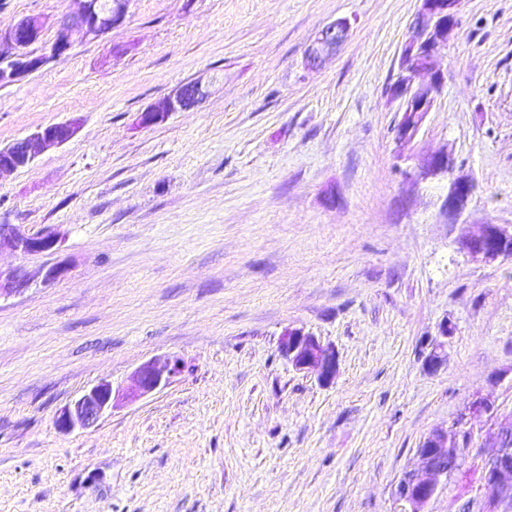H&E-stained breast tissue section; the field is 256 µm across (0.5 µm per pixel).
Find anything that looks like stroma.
<instances>
[{
    "label": "stroma",
    "mask_w": 512,
    "mask_h": 512,
    "mask_svg": "<svg viewBox=\"0 0 512 512\" xmlns=\"http://www.w3.org/2000/svg\"><path fill=\"white\" fill-rule=\"evenodd\" d=\"M419 0H131L111 37L0 86V147L79 119L0 175V222L61 236L0 252L28 285L0 299V512H393L417 449L479 395L464 466L427 512L482 496L512 421V259L461 240L512 225V0H461L436 59L445 84L413 143L389 96ZM70 0H0V29ZM350 31L309 68L315 35ZM125 45L116 55L113 45ZM200 79L198 106L139 112ZM449 173L420 170L437 155ZM477 189L449 217L453 178ZM63 265L51 280L49 268ZM447 325L448 362L420 353ZM336 347L334 384L295 370L283 332ZM185 369L70 434L61 408L155 357Z\"/></svg>",
    "instance_id": "1"
}]
</instances>
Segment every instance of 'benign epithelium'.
<instances>
[{"label":"benign epithelium","mask_w":512,"mask_h":512,"mask_svg":"<svg viewBox=\"0 0 512 512\" xmlns=\"http://www.w3.org/2000/svg\"><path fill=\"white\" fill-rule=\"evenodd\" d=\"M131 0H111L103 6L98 0H71L72 7L57 21V35L48 51L35 55L27 48L36 43L47 24L36 15L19 19L10 29L0 31V47L7 46L11 54L0 53V85L12 83L39 70L49 60L66 55L71 49L70 32L78 29L91 39L112 34L125 24ZM420 8L410 25L411 34L403 45L399 72L389 88L392 100L398 102L402 126L398 135L401 146L416 138L436 96L444 84L443 74L435 69V60L447 46L448 30L458 21L460 0H419ZM350 28L346 19L323 27L306 51L308 65L317 67L325 55L338 47ZM208 95V85L193 80L181 85L172 94L155 102L139 113L137 124L151 127L163 122L169 114L181 112L199 104ZM78 129L77 120L38 127L31 134L0 148V174L29 166L42 151L69 141ZM452 166L450 156L431 159L420 178L437 177ZM476 190L468 177L456 178L448 193V214L458 215ZM59 238L52 232L25 233L18 224H0V251L10 249L29 255L57 250ZM466 253L475 261H495L512 248V226L487 224L484 230L462 241ZM26 286V279L17 271L0 270V297L9 296ZM280 352L298 371H312L320 383H334L339 367L336 348L301 329H288L280 339ZM426 369L434 373L448 360V324L439 328L421 353ZM184 363L178 358H155L143 363L134 374V384L126 394L129 400L145 397L172 384L183 372ZM116 406L112 382L101 380L64 406L56 417L58 429L65 433L96 426ZM498 407L486 397L475 398L460 415L451 430H435L417 449L418 468L404 472L396 481L393 492L394 512H425V507L437 494L442 481L453 474L450 460L468 451L471 431L484 418L495 415ZM483 498L480 512H509L512 506V425L499 429L496 450L483 460Z\"/></svg>","instance_id":"7a95c632"}]
</instances>
